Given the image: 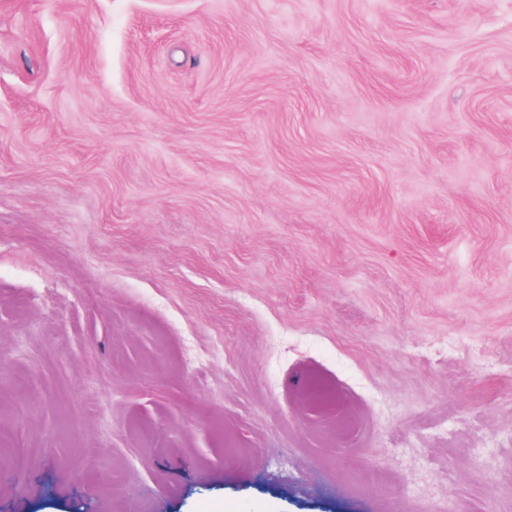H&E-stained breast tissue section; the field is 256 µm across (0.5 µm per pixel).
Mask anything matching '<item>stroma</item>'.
Instances as JSON below:
<instances>
[{"instance_id":"1","label":"stroma","mask_w":512,"mask_h":512,"mask_svg":"<svg viewBox=\"0 0 512 512\" xmlns=\"http://www.w3.org/2000/svg\"><path fill=\"white\" fill-rule=\"evenodd\" d=\"M1 471L512 512V0H0Z\"/></svg>"}]
</instances>
